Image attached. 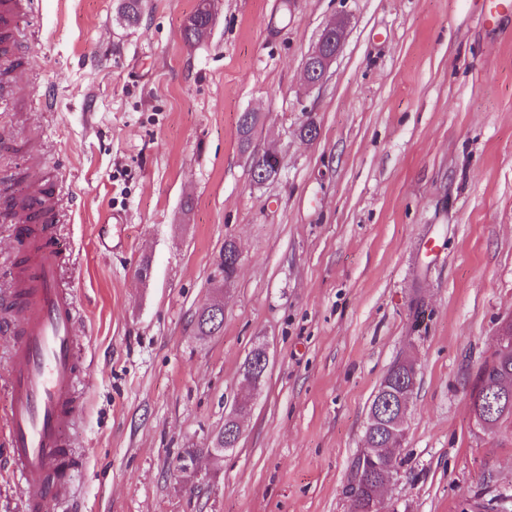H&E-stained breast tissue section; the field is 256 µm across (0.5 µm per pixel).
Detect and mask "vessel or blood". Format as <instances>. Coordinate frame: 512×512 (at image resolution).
Returning a JSON list of instances; mask_svg holds the SVG:
<instances>
[{"label": "vessel or blood", "mask_w": 512, "mask_h": 512, "mask_svg": "<svg viewBox=\"0 0 512 512\" xmlns=\"http://www.w3.org/2000/svg\"><path fill=\"white\" fill-rule=\"evenodd\" d=\"M22 18L18 0H0V31L18 28ZM54 195L51 186L30 190L0 216L19 241L18 252L0 260L8 280L0 292V334L12 340L0 376L8 398L0 415V469L22 484L24 512H45L73 493L77 471L67 432L89 380L75 353L77 302L60 285L69 244L57 232Z\"/></svg>", "instance_id": "1"}]
</instances>
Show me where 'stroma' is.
<instances>
[{"instance_id":"35a3bbf8","label":"stroma","mask_w":512,"mask_h":512,"mask_svg":"<svg viewBox=\"0 0 512 512\" xmlns=\"http://www.w3.org/2000/svg\"><path fill=\"white\" fill-rule=\"evenodd\" d=\"M198 2L142 0L131 25L122 0H32L34 45L0 78L22 87L0 112V197L59 182L92 365L80 476L49 512H354L368 406L405 356L418 382L384 499L512 512V424L482 430L469 407L512 316V0H211L188 44ZM252 150L280 153L277 179L254 183ZM216 301L223 329L198 335ZM258 342L267 377L214 458ZM206 2V0H202L183 28V39L188 44L197 41L212 25V13ZM343 22V23H342ZM336 34V53L323 56L320 53V46L328 38L333 37ZM347 25L344 21L333 22L324 27L319 35L317 42L308 52L306 59L318 61L317 72L313 73L311 70L305 69L307 84L309 88H315L321 85L328 74L331 64L335 60L336 56L341 50V47L346 39Z\"/></svg>"}]
</instances>
